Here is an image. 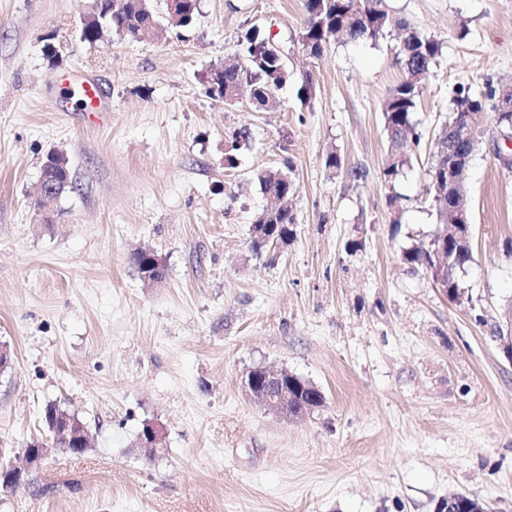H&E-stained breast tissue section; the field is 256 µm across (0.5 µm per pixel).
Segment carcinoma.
Instances as JSON below:
<instances>
[{"label": "carcinoma", "instance_id": "cac0c4a2", "mask_svg": "<svg viewBox=\"0 0 512 512\" xmlns=\"http://www.w3.org/2000/svg\"><path fill=\"white\" fill-rule=\"evenodd\" d=\"M183 17L173 19L177 27L191 24L198 11V0H182ZM152 4L144 3V8L124 5L120 13L104 12L92 27L81 32L80 39L93 44L104 35L115 33L122 39L141 40V34L149 23L148 12ZM305 21L299 40L307 54L317 58L323 52L329 39L339 33L354 42L377 43L398 30L397 57L402 63L404 77L384 103L385 126L390 140L389 162L383 168L386 180L394 181L411 163L413 151L419 145L421 134L414 121L421 87L443 58V43L426 35L404 21L394 20L383 6V0H304ZM241 53L214 68L207 74V83L217 86L235 87L244 85L255 90L253 106L257 110L272 105V89L285 83L288 71L283 60L273 51V39L257 27L246 30L239 39ZM504 92V88H488L485 93L475 94L462 90L454 99V112L449 117L435 139V151H452L459 161L466 160L468 142L463 139V123L471 112L485 110V100L494 98V91ZM505 106L494 107L496 124L512 130V90L505 92ZM248 144L247 134L240 132L225 145L224 162L232 166L236 156ZM41 178L54 185L56 197L73 188L72 174L63 167L43 162ZM263 192L278 199L294 192V182L288 173L275 170L261 177ZM257 224L272 225V232L278 237L289 236V225L295 223L293 214L286 208L276 215L264 211L255 219ZM406 259L423 267L437 265L436 256L428 248H415L405 254ZM472 252L457 248L455 263L441 267L442 287L448 293H457L460 287L456 273L464 270L471 261ZM297 397L295 407L301 403L319 406L324 403L323 394L306 381L292 386Z\"/></svg>", "mask_w": 512, "mask_h": 512}]
</instances>
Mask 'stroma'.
<instances>
[{
    "instance_id": "stroma-1",
    "label": "stroma",
    "mask_w": 512,
    "mask_h": 512,
    "mask_svg": "<svg viewBox=\"0 0 512 512\" xmlns=\"http://www.w3.org/2000/svg\"><path fill=\"white\" fill-rule=\"evenodd\" d=\"M385 6L444 44L393 182L396 37H334L313 58L303 0H200L190 29L164 18L153 39L89 44L83 0H0V446L20 464L49 403L90 432L81 454L48 445L0 512H435L455 492L512 512V362L493 333L512 310V143L494 118L464 172L463 301L403 257L439 228L430 166L457 91L512 84V0ZM253 26L289 73L266 111L202 81ZM68 71L99 82L107 112L63 106ZM51 150L75 187L41 206ZM277 169L296 185L293 238L258 257L260 177ZM145 248L168 269L155 287L132 261ZM256 367L311 382L323 406L280 418L242 387ZM149 422L165 447L150 463L136 446Z\"/></svg>"
}]
</instances>
